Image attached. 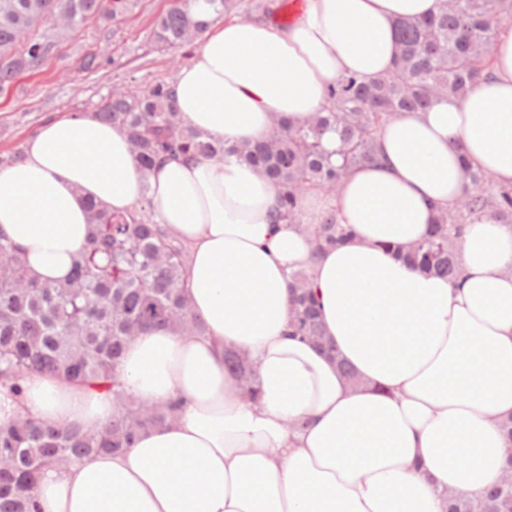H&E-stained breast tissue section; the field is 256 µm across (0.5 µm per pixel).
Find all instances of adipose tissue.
Returning <instances> with one entry per match:
<instances>
[{
  "label": "adipose tissue",
  "mask_w": 512,
  "mask_h": 512,
  "mask_svg": "<svg viewBox=\"0 0 512 512\" xmlns=\"http://www.w3.org/2000/svg\"><path fill=\"white\" fill-rule=\"evenodd\" d=\"M439 3L307 0L287 27L214 22L174 78L173 105L232 149L268 138L320 112L343 74L390 71L396 22ZM378 146L380 161L352 169L334 197L305 196L309 217L332 208L353 230L319 253L297 225L274 223L279 190L245 158L168 159L145 172L126 133L90 114L46 124L21 163L0 169V232L46 282L67 280L89 203L127 214L150 199L188 249L190 306L206 328L151 330L128 346L127 392L180 399L182 410L125 453L44 471L41 512H445L446 493L476 502L499 481V422L512 417V224L466 225L456 282L397 250L455 203L463 162L512 186V24L475 88L399 116ZM299 268L336 359L288 334ZM228 347L253 360L257 401L225 370ZM113 410L111 394L52 374L28 378L19 401L0 388L1 422L25 412L96 432Z\"/></svg>",
  "instance_id": "adipose-tissue-1"
}]
</instances>
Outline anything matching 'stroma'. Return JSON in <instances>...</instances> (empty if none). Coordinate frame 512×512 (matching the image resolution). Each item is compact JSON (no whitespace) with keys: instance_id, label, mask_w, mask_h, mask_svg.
Listing matches in <instances>:
<instances>
[{"instance_id":"obj_1","label":"stroma","mask_w":512,"mask_h":512,"mask_svg":"<svg viewBox=\"0 0 512 512\" xmlns=\"http://www.w3.org/2000/svg\"><path fill=\"white\" fill-rule=\"evenodd\" d=\"M172 0H134L114 21H87L75 34L60 40L56 53L41 69L22 74L0 92V155L23 147L48 120L95 111L101 97L119 88L137 91L171 80L194 56L189 45L177 54L158 51L153 42L156 17ZM102 53L111 63L97 72L82 69L85 54Z\"/></svg>"}]
</instances>
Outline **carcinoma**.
Returning <instances> with one entry per match:
<instances>
[{"label":"carcinoma","mask_w":512,"mask_h":512,"mask_svg":"<svg viewBox=\"0 0 512 512\" xmlns=\"http://www.w3.org/2000/svg\"><path fill=\"white\" fill-rule=\"evenodd\" d=\"M131 0H0V90L23 73L39 70L63 33L36 28L60 13L76 30L89 19L112 21ZM197 0H176L154 23L159 50L174 53L198 39L208 26ZM512 20V0H442L438 15L395 24L398 57L386 74L341 76L330 87L327 107L301 126L283 122L266 140L224 147L187 125L175 111L170 82L139 93L111 91L94 115L122 129L137 165L148 171L163 157H202L220 162L236 153L280 189L277 219L303 225L316 249L334 248L352 234L332 209L315 224L303 223L301 200L310 191L335 194L349 170L378 159L377 139L390 120L416 112L438 97H462L482 80L493 62L499 27ZM111 59L91 53L81 60L96 72ZM338 146L330 161L324 137ZM464 188L454 206L438 210L429 235L399 251L417 269L455 280L463 225L512 224V186L463 164ZM91 231L64 283L29 276L21 250L0 235V385L14 397L34 373H53L91 389L112 393L117 411L101 431L54 427L29 415L0 425V512H39L33 490L43 471L89 462L102 452L131 447L135 436L165 423L182 403L144 404L133 399L117 368L128 344L153 328L201 335L191 313L186 248L153 214L144 198L133 214L107 213L89 205ZM292 318L288 335L324 347L315 297L305 270L289 275ZM224 365L243 393L256 395L251 359L224 350ZM447 512H512V488L493 486L477 503L448 494Z\"/></svg>","instance_id":"cac0c4a2"}]
</instances>
